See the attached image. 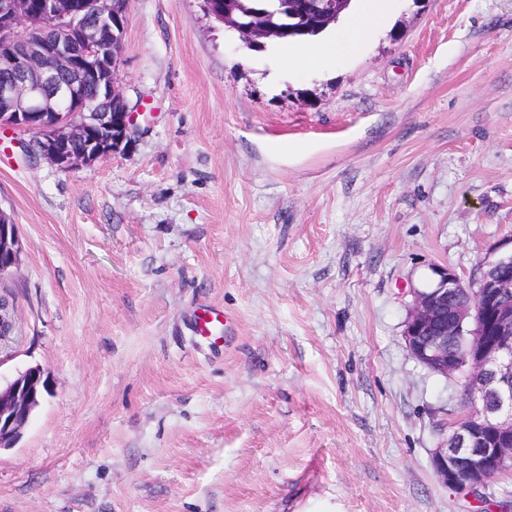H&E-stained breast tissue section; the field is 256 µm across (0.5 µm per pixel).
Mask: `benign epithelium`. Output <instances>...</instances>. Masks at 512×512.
Instances as JSON below:
<instances>
[{"instance_id":"1","label":"benign epithelium","mask_w":512,"mask_h":512,"mask_svg":"<svg viewBox=\"0 0 512 512\" xmlns=\"http://www.w3.org/2000/svg\"><path fill=\"white\" fill-rule=\"evenodd\" d=\"M115 0H0V66L12 79L0 83V126L30 135L35 156L61 170L90 166L131 145L136 126L119 89L127 9ZM210 16L226 24L234 0ZM250 47L282 35L275 28L235 26ZM89 75L109 85L110 107L79 93ZM16 225L0 212V274L19 264ZM426 288H411L403 337L410 356L432 372L463 375L465 411L448 422L432 455L444 485L474 491L512 470V253L487 261L480 277L466 280L448 265L432 268ZM464 292L460 303L455 295ZM38 366L0 385V448L19 439L48 391Z\"/></svg>"}]
</instances>
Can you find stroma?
<instances>
[{
  "mask_svg": "<svg viewBox=\"0 0 512 512\" xmlns=\"http://www.w3.org/2000/svg\"><path fill=\"white\" fill-rule=\"evenodd\" d=\"M278 52L128 0L131 147L63 171L0 128V380L50 382L0 512H476L432 466L462 381L402 334L433 265L512 253V0H396L326 69ZM21 244L16 224L0 212V274L7 273L19 264ZM228 318L224 309L220 307H206L200 309L195 318V329L199 336L213 339L214 342L221 339V328L227 323Z\"/></svg>",
  "mask_w": 512,
  "mask_h": 512,
  "instance_id": "1",
  "label": "stroma"
}]
</instances>
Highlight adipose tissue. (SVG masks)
I'll return each instance as SVG.
<instances>
[{
	"instance_id": "obj_1",
	"label": "adipose tissue",
	"mask_w": 512,
	"mask_h": 512,
	"mask_svg": "<svg viewBox=\"0 0 512 512\" xmlns=\"http://www.w3.org/2000/svg\"><path fill=\"white\" fill-rule=\"evenodd\" d=\"M391 9V0H364L360 11L346 16L340 28L322 42L284 49V58L302 68L331 67L352 55L363 39L387 19Z\"/></svg>"
}]
</instances>
